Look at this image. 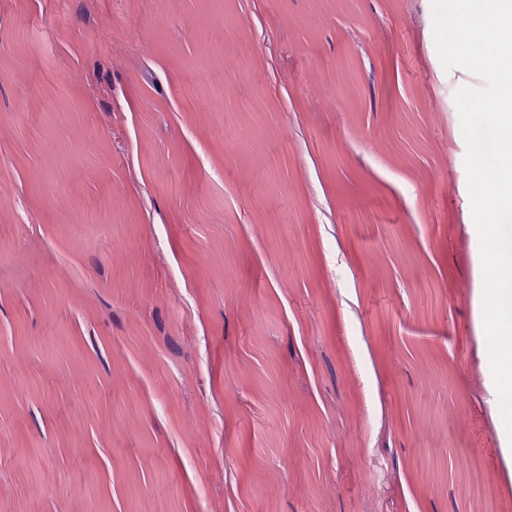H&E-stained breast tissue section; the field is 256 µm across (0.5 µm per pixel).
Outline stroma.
<instances>
[{
    "label": "stroma",
    "mask_w": 512,
    "mask_h": 512,
    "mask_svg": "<svg viewBox=\"0 0 512 512\" xmlns=\"http://www.w3.org/2000/svg\"><path fill=\"white\" fill-rule=\"evenodd\" d=\"M431 0H0V512H512Z\"/></svg>",
    "instance_id": "35a3bbf8"
}]
</instances>
